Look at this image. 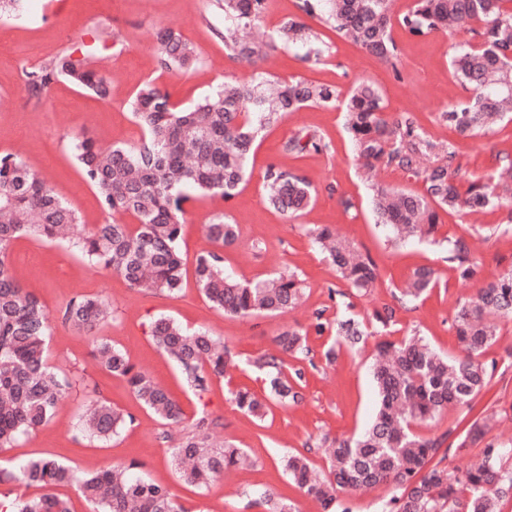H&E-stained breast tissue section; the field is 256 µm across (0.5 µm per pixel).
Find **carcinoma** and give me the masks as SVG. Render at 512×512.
<instances>
[{
    "label": "carcinoma",
    "mask_w": 512,
    "mask_h": 512,
    "mask_svg": "<svg viewBox=\"0 0 512 512\" xmlns=\"http://www.w3.org/2000/svg\"><path fill=\"white\" fill-rule=\"evenodd\" d=\"M267 0H218L224 10V47L232 55L261 61L280 45L306 48L303 60L319 59L323 44L299 18L287 17L264 39H247L241 31L259 22ZM300 10L323 15L343 39L396 66L398 47L392 36L399 26L413 37L453 31L470 21L483 23L477 45L454 47L450 66L472 99L441 113L442 121L466 138L486 135L503 119L512 103V0H414L405 13H391L389 0H302ZM161 65L189 69L201 63L194 47L170 28L155 32ZM61 76L101 100L110 97V82L86 59L64 55L39 72L30 73L34 93ZM259 73L246 82L216 86L189 108L175 106L169 93L152 82L138 89L129 107L144 138L135 146L108 149L85 139L75 144V157L87 181L96 189L109 214L130 215L135 223L112 220L85 229L76 211L17 153H0V448L50 422L60 400L79 380L51 367L46 359L50 323L44 303L15 275L10 252L21 238L66 242L93 264L113 271L139 290L177 295L183 288V258L178 246L185 222V204L199 198L233 199L247 180V164L266 128L284 116L311 105H334L336 89L302 78L266 87ZM346 129L356 156L364 165L383 164L422 181V189H377L375 223L394 239L408 241L433 236L441 214L461 208L471 212L506 211L502 232L512 230V156L504 155L497 172L475 178L457 160L455 151L427 138L414 118L383 117L380 91L370 82L353 86L345 99ZM439 152L440 162L421 169V156ZM269 205L284 215L298 216L314 201V189L302 174L274 164L263 176ZM216 249L197 257L195 284L212 307L226 315L277 316L296 309L304 288L294 273L279 274L248 284L224 275L221 249L233 245L238 225L215 214L205 225ZM328 252L339 277L352 288L375 287L377 262L353 243L336 238L333 228L309 230ZM448 263L460 280H469L478 267L463 238L448 242ZM439 276L431 267L417 268L400 304L435 288ZM62 321L91 337L92 354L100 366L127 380L140 403L165 425H179L184 410L171 393L135 370L120 348L97 335L112 319L108 302L98 297L70 300L61 309ZM317 312L314 330L335 331L336 344L351 350L366 344V325L352 317L331 322ZM512 320V266L458 302L452 317L463 356L448 358L423 337L376 344L371 368L376 412L356 437L328 445L329 472L318 474L300 452L283 457L289 478L320 512H351L341 499L346 488L392 487L380 512H501L512 502V442L488 436L487 418L461 426L456 421L439 435L422 436L414 426L440 419L454 406H468L505 380L506 370L495 359H483L497 339L489 316ZM151 337L159 351L176 363L186 385L196 394L208 390L213 378L224 376L233 363L224 342L206 330L189 332L170 317L157 318ZM284 354L305 350V333L286 328L276 336ZM283 360L263 356L254 366L266 370L268 397L248 390L231 393L235 406L264 419L272 403L301 399L296 384L282 372ZM127 424V415L106 402L89 405L79 429L90 439L106 442ZM214 421L200 415L168 449L170 461L186 484L204 488L224 472L247 462L242 449L210 441ZM453 448L478 449L476 463L455 475L434 462ZM134 464L113 465L78 476L71 466L52 458L35 457L0 472V481L36 487L35 497L14 499L5 512H71L69 501L56 489L76 486L92 512H184L170 489L148 477H134Z\"/></svg>",
    "instance_id": "obj_1"
}]
</instances>
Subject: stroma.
I'll return each instance as SVG.
<instances>
[{
  "label": "stroma",
  "instance_id": "stroma-1",
  "mask_svg": "<svg viewBox=\"0 0 512 512\" xmlns=\"http://www.w3.org/2000/svg\"><path fill=\"white\" fill-rule=\"evenodd\" d=\"M304 22L318 34L326 51L319 62H307L298 46H281L266 61H247L228 55L219 37L224 12L217 0H22L19 11L0 17V153L20 151L32 170L45 177L70 204L82 224L104 223L108 215L98 194L85 179L74 157L76 141L97 145H134L143 132L128 103L146 82L170 93L173 102L188 106L217 85L246 80L258 72L281 80L305 78L348 94L353 84L366 79L382 92L386 116L407 112L433 140L447 144L477 176H489L497 167V154L512 152V122L498 125L488 136L461 138L439 114L465 102L469 93L457 83L450 68L453 42L471 41L465 27L455 35L434 32L413 37L394 29L398 63L389 65L343 38L319 17ZM169 27L193 44L200 62L188 70H162L154 31ZM92 53L111 84L109 100L79 89L67 80L53 81L40 96L27 90L28 72L60 56ZM316 137L326 143L321 152L288 151L289 139ZM306 176L316 199L302 216L290 218L265 201L263 174L268 164ZM250 178L232 201L201 198L187 204L181 251L187 267L212 251L204 230L211 217L224 213L239 228V240L223 249L224 269L248 282L273 273H294L303 281L302 306L284 316L238 318L211 307L194 279H187L178 297L130 288L116 273L91 265L77 250L59 243L18 240L10 261L17 277L35 293L50 313L75 297L108 298L114 315L101 334L121 348L136 368L168 389L181 403L186 423L200 414L219 422L216 441L245 449L253 463L225 474L210 488L200 490L176 477L167 450L159 440L162 422L136 399L124 378L96 367L90 359L88 336L53 323L48 359L58 370L84 376L96 396L131 415L132 421L110 442L98 444L77 429L87 396L77 389L58 404L51 422L0 449L4 468L35 456L63 460L85 474L117 463L138 462L142 472L168 486L185 512H265L256 500L268 493L294 504L297 512H314V504L284 474L280 460L285 452L308 453L311 463L327 470L323 452L314 450L321 437L357 435L369 421L375 405L370 377L371 347L383 340L398 341L420 332L440 353L459 356L461 348L451 328L459 299L472 296L502 270L512 266V233L498 231L503 212L473 215L464 211L444 215L434 241L399 242L374 222L372 200L378 187L417 191L420 180L378 166L366 178L345 128L342 106H308L267 128L249 160ZM351 208H344L343 200ZM327 225L337 234L367 251L379 266L375 288L360 292L340 280L335 267L308 235L311 228ZM465 238L475 250L479 273L474 280L457 279L446 255L448 243ZM421 266L433 267L439 283L407 306L397 308L393 323L381 327L370 317L391 302L394 293ZM324 311L328 320L354 317L369 323L367 348L352 350L337 345L333 330L310 332L313 315ZM161 315L183 327L207 330L223 338L238 362L224 377L213 379L200 395L188 391L174 363L151 340V325ZM307 330L308 356H285L283 371L304 375L299 404L273 405L265 419L237 410L229 391L247 389L258 396L267 392L264 371L256 358L279 353L274 339L285 327ZM335 350L327 360V350ZM508 387H494L471 403L468 413L453 411L438 423L419 427V434L440 433L461 416L475 418L490 411L492 403L512 406V370Z\"/></svg>",
  "mask_w": 512,
  "mask_h": 512
}]
</instances>
